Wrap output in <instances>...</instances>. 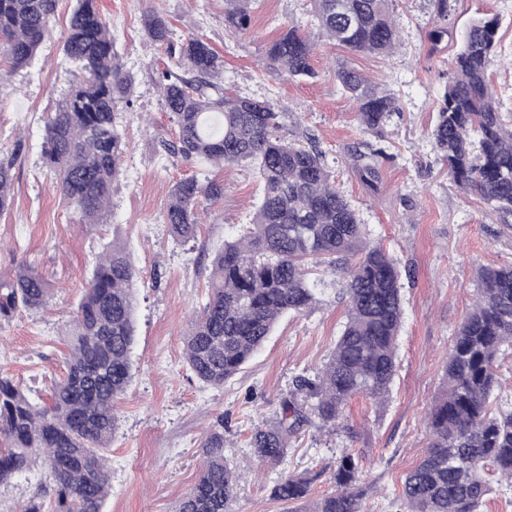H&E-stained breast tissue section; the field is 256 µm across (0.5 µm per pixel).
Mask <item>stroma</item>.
I'll use <instances>...</instances> for the list:
<instances>
[{
	"mask_svg": "<svg viewBox=\"0 0 512 512\" xmlns=\"http://www.w3.org/2000/svg\"><path fill=\"white\" fill-rule=\"evenodd\" d=\"M75 4L58 0L38 60L0 80V148L15 155L13 206L0 214V275L26 261L54 290L47 309L21 310L0 321V373L33 401H48L63 372L62 331L94 257L104 244L124 246L142 280L134 376L117 404L119 428L106 451L112 488L104 512H172L199 476L204 430L223 420L225 456L248 464L251 430L274 421L295 376L324 367L341 332L347 299L337 284L314 310L283 316L224 387L203 385L187 367L183 338L205 301L213 254L250 223L262 187L250 167L220 171L160 152L158 136L175 135L155 85L168 57L142 24L147 9L158 10L170 21L174 43L198 35L223 55L229 93L285 112L279 136L315 143L365 234L383 245L401 273L403 322L388 401L357 397L336 430L305 427L292 438L285 464L258 467L240 483L235 512H283L271 489L287 473L313 474V497L332 493L336 462L346 448L359 460L364 512H404L402 482L428 446V415L452 339L471 307L475 276L482 267L512 262V222L489 218L476 195L454 185L430 137L450 62L468 25L480 17L501 21L492 90L502 111L512 115V0H450L447 33L436 46L429 39L436 25L432 0H393L400 44L388 56L330 44L308 0H262L238 35L224 27L225 0H99L134 79L130 105L119 108L128 142L124 172L112 187L103 225L79 223L42 161L46 115L71 79L61 46ZM292 26L316 45L315 77L291 79L265 62L268 43ZM341 62L399 97L403 114L381 135L364 133L357 123L355 107L334 77ZM369 145L381 152L373 189L355 172L356 152ZM191 175L203 182L223 179L224 196L209 205L196 238L184 242L170 234L165 214L170 186Z\"/></svg>",
	"mask_w": 512,
	"mask_h": 512,
	"instance_id": "35a3bbf8",
	"label": "stroma"
}]
</instances>
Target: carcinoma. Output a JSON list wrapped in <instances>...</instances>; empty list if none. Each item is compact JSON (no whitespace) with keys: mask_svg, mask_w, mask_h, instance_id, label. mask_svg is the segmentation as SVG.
Listing matches in <instances>:
<instances>
[{"mask_svg":"<svg viewBox=\"0 0 512 512\" xmlns=\"http://www.w3.org/2000/svg\"><path fill=\"white\" fill-rule=\"evenodd\" d=\"M258 2L225 0V29L247 30ZM309 2L322 35L336 44L378 56L395 48L393 0ZM54 10L55 0H0V60L10 69L37 57ZM143 27L173 58L158 73L157 87L177 136L159 139V148L215 168L250 166L262 185L251 223L224 241L211 261L206 302L184 336L193 375L224 386L263 347L281 316L313 309L323 284L312 278L317 267L344 281L347 317L329 361L313 376L295 377L276 421L249 436L255 460L282 464L291 438L314 420L334 429L353 397L378 403L388 397L403 317L399 272L388 253L366 240L322 153L274 134L281 112L267 101L224 91V58L202 38L173 46L169 21L154 9L145 11ZM497 28L492 17L466 30L431 137L453 183L504 221L512 217V123L505 122L488 79ZM312 51L308 38L290 27L266 54L296 78L314 75ZM62 52L74 79L45 123L43 156L79 220L104 224L126 148L117 105L130 102L133 83L96 0H77ZM334 76L355 102L365 132L380 133L402 112L400 99L360 70L344 63ZM379 154L357 156L358 174L370 185L379 179ZM13 168L12 158H0V214L13 204ZM223 196L222 180L175 183L166 211L170 233L195 238L202 205ZM138 279L124 247L109 244L96 258L66 331V375L50 405L32 402L13 378L0 374V487L36 465L47 478L43 496L28 501L24 512H101L111 488L104 451L118 427L116 404L133 378ZM51 297L48 281L24 262L0 276V321L20 308L44 309ZM505 349H512V263L480 270L476 300L453 337L430 412L427 450L404 481L406 512H479L490 493L487 464L512 479V410H492L499 399L495 362ZM199 452L200 475L174 512H234L241 472L224 456V429L210 427ZM358 471L355 455L344 452L333 473L337 490L304 512H362ZM310 483L307 476H287L273 486L272 498L284 505L301 501ZM47 497L51 511L45 510Z\"/></svg>","mask_w":512,"mask_h":512,"instance_id":"1","label":"carcinoma"}]
</instances>
